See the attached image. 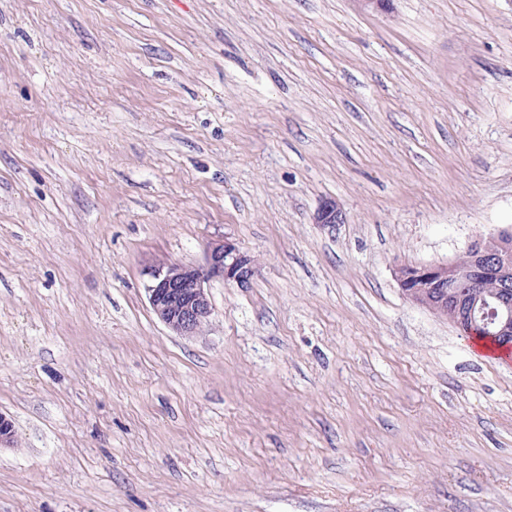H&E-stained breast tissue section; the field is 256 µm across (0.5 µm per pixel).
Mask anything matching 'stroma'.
Masks as SVG:
<instances>
[{"label": "stroma", "mask_w": 512, "mask_h": 512, "mask_svg": "<svg viewBox=\"0 0 512 512\" xmlns=\"http://www.w3.org/2000/svg\"><path fill=\"white\" fill-rule=\"evenodd\" d=\"M508 225L512 0H0V512H512V358L393 275ZM313 220L315 224L323 227H335L336 224L345 223L346 216L334 200H324L321 202L317 211L314 213ZM256 262L237 243L224 237L207 247L203 264L158 262L150 268L145 286L153 313L175 335H199L212 314L206 283L221 277L237 288H249Z\"/></svg>", "instance_id": "obj_1"}]
</instances>
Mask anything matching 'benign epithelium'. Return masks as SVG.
Instances as JSON below:
<instances>
[{"label":"benign epithelium","mask_w":512,"mask_h":512,"mask_svg":"<svg viewBox=\"0 0 512 512\" xmlns=\"http://www.w3.org/2000/svg\"><path fill=\"white\" fill-rule=\"evenodd\" d=\"M314 223L333 228L346 216L334 200L321 202ZM470 260L446 263L401 264L394 278L403 298L448 319L466 337L473 336L475 313L488 310V340L512 348V227L479 234L467 247ZM256 273V262L237 243L215 239L207 247L203 264L158 262L150 268L145 286L153 313L175 335H199L212 314L206 283L220 277L246 289Z\"/></svg>","instance_id":"7a95c632"}]
</instances>
